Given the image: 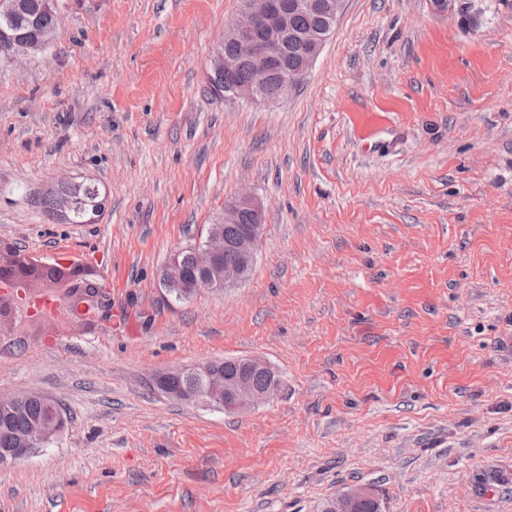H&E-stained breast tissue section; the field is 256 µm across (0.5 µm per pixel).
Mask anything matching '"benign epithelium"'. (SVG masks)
I'll use <instances>...</instances> for the list:
<instances>
[{"instance_id":"obj_1","label":"benign epithelium","mask_w":512,"mask_h":512,"mask_svg":"<svg viewBox=\"0 0 512 512\" xmlns=\"http://www.w3.org/2000/svg\"><path fill=\"white\" fill-rule=\"evenodd\" d=\"M15 8L13 0H0V58L12 60L20 56H34L44 51L47 41L37 38L24 39L16 34L10 14ZM318 8L316 0H240V6L234 17L225 25L224 37L235 44L234 52L224 53V42H219L213 52L210 69L230 77L236 73L240 62L250 63L254 78L231 81L224 86V97L229 100L263 101L260 79L267 73L270 64L277 60L291 36V19L297 12H312ZM328 35L313 30L301 38L307 48L303 67L311 68L317 59ZM249 208L255 215V223L246 228L233 244L224 240L218 228H211L206 239L195 247V257L202 276L192 283H177L181 294L190 298L202 288H210L216 283L229 287L244 281L255 259V247L262 224L265 221L264 209L259 200L250 193L243 192L232 202L224 206L221 223L239 222V211ZM233 247L239 257V263L224 265L226 247ZM11 255L0 249V289L10 292L13 287L26 289L29 294L40 296L46 284L36 279H28L12 268ZM10 313L23 321L49 323L65 314L70 324L86 326L101 320L95 312V306L80 299L72 292V284L56 287L54 312L38 317L31 308H23L16 301L8 304ZM206 381L202 392L188 390H169L166 395L178 400L205 405H216L226 411L245 412L269 401L278 391V385L271 383L258 388L252 377L259 372L270 370V364L258 357L241 361V372L232 379H226L213 371L209 364L192 366ZM65 418L55 413L45 425L32 429L22 448H9L0 452V466L13 464L27 458L47 442L50 436L63 430ZM374 498L368 487H358L336 497V512H357L360 503Z\"/></svg>"}]
</instances>
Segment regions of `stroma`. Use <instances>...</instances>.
Returning <instances> with one entry per match:
<instances>
[{"instance_id":"obj_1","label":"stroma","mask_w":512,"mask_h":512,"mask_svg":"<svg viewBox=\"0 0 512 512\" xmlns=\"http://www.w3.org/2000/svg\"><path fill=\"white\" fill-rule=\"evenodd\" d=\"M239 0H58L0 61V242L101 281L119 319H0V397L65 431L0 467V512H512V0H345L306 79L228 101L207 75ZM96 183L94 224L50 219ZM265 224L247 279L160 281L241 192ZM260 357L274 397L227 413L155 373ZM41 204L51 219L70 224H94L104 206L99 188L88 181L80 188L60 184L44 195ZM374 498L368 487H358L336 497V512H357L360 503Z\"/></svg>"}]
</instances>
